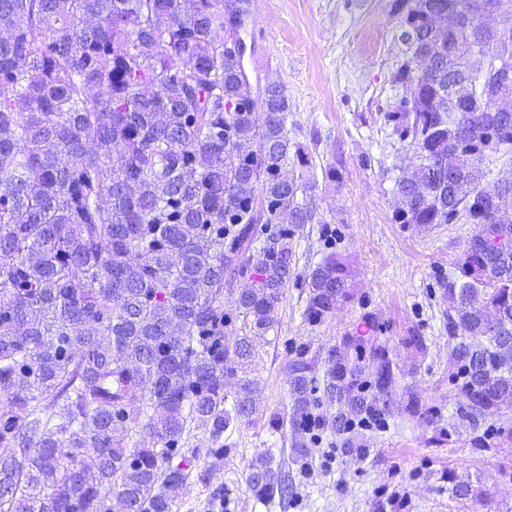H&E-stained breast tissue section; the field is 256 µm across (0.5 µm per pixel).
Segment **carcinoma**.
<instances>
[{"instance_id": "1", "label": "carcinoma", "mask_w": 512, "mask_h": 512, "mask_svg": "<svg viewBox=\"0 0 512 512\" xmlns=\"http://www.w3.org/2000/svg\"><path fill=\"white\" fill-rule=\"evenodd\" d=\"M500 0H401L412 90L386 121L417 164L396 181L402 224L477 226L448 277V336L459 339L463 417L512 404V30L482 29ZM223 0H0V512H173L213 465L185 455L191 427L224 458L232 420L257 409L238 375L271 330L294 275L292 239L311 223L306 186L284 171L288 97L252 85L224 43ZM263 112L257 118L255 112ZM237 286L224 311V285ZM306 318L350 298L328 252L305 279ZM497 315L491 329V315ZM243 327L234 336L236 319ZM364 340L324 380L289 366L291 450L318 392L361 413ZM375 394L394 372L377 355ZM234 388L226 408L227 387ZM273 453L251 464L261 495L292 493ZM482 169L486 172L482 185L489 187L504 171L512 170V152L503 156L497 154L486 159L482 164Z\"/></svg>"}]
</instances>
